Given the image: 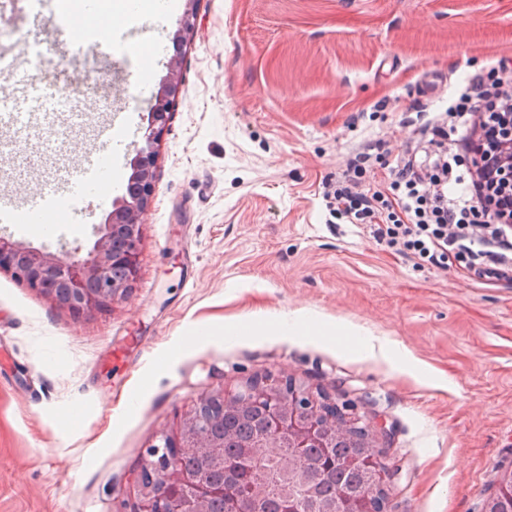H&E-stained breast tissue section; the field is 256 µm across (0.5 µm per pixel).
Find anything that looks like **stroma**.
Instances as JSON below:
<instances>
[{
	"mask_svg": "<svg viewBox=\"0 0 512 512\" xmlns=\"http://www.w3.org/2000/svg\"><path fill=\"white\" fill-rule=\"evenodd\" d=\"M181 17L162 16L165 49L141 80L146 62L123 52L150 37L141 15L92 42L0 10L16 69L50 102L84 107L0 125L1 191L59 185L111 111L131 130L108 203L87 197L83 223L50 236L6 228L29 247H92L173 55L182 73L130 297L78 317L0 272V512H131L162 434L201 395L265 373L356 406L389 470L386 512H483L512 467V277L453 256L416 265L337 220L323 184L370 143L367 178L387 187V159L421 136L416 112L512 70V0H198L197 36L178 51ZM298 309L328 335L271 332ZM74 405L76 425L57 429Z\"/></svg>",
	"mask_w": 512,
	"mask_h": 512,
	"instance_id": "obj_1",
	"label": "stroma"
}]
</instances>
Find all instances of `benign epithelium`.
Listing matches in <instances>:
<instances>
[{
    "instance_id": "1",
    "label": "benign epithelium",
    "mask_w": 512,
    "mask_h": 512,
    "mask_svg": "<svg viewBox=\"0 0 512 512\" xmlns=\"http://www.w3.org/2000/svg\"><path fill=\"white\" fill-rule=\"evenodd\" d=\"M186 2L187 8L173 34V42L179 49L192 40L196 26L197 0ZM179 61L178 56L171 59L169 76L151 107L149 132L132 161L127 194L114 204L104 223L93 227L96 240L92 248L84 256L79 255L78 248L61 254L33 249L0 235V271L11 272L28 288L75 316L102 311L129 296L139 272L142 216L153 193L158 141L169 120L171 104L180 92ZM496 116L503 135L495 155L479 152L472 163L480 170L489 167L498 170L499 192L509 196L512 194V111L498 112ZM253 412L262 414L268 424L258 447L250 449L254 457L279 447L284 435L290 439V447L308 448L324 437L343 438L361 424L353 405L339 407L325 394L288 376L257 377L235 392L220 390L205 394L186 415L179 432L163 435V445L150 449L152 459L144 463L137 476L139 497L133 512H217L216 506L227 496L226 483L236 487L229 512H257V503L268 488L266 476L261 472L249 470L243 481L232 472L225 474L220 482L204 483L195 471L183 465L186 458H210L217 466H223L224 462L216 458L215 449L224 447L225 435L214 430L223 425L228 414ZM347 465L370 470L373 481L368 495L382 497L387 468L375 450L350 458ZM488 501L506 504L512 512V467L500 474ZM322 512H368L367 499L343 495L337 504Z\"/></svg>"
}]
</instances>
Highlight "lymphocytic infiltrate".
I'll return each instance as SVG.
<instances>
[{"label": "lymphocytic infiltrate", "instance_id": "obj_1", "mask_svg": "<svg viewBox=\"0 0 512 512\" xmlns=\"http://www.w3.org/2000/svg\"><path fill=\"white\" fill-rule=\"evenodd\" d=\"M511 107L512 93L503 90L501 81L488 85L483 78L473 79L446 111L426 119L431 144L415 142L396 156L389 190L360 188L370 158L363 150L326 183L327 207L421 263L437 266L452 254L483 265H512V240L483 208L488 175L474 169L458 175V157L446 145L448 127L454 124L466 129V151L478 146L492 150L501 137L492 115Z\"/></svg>", "mask_w": 512, "mask_h": 512}]
</instances>
